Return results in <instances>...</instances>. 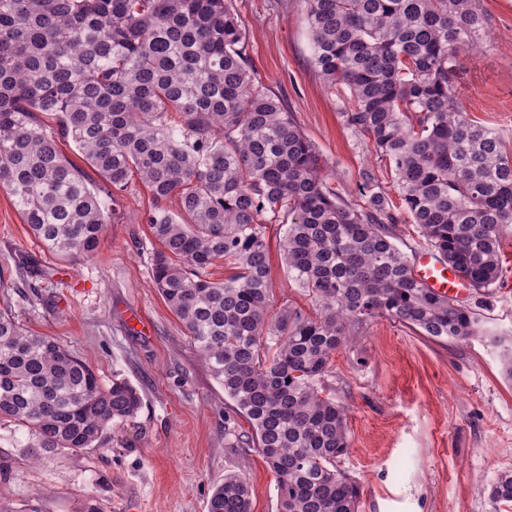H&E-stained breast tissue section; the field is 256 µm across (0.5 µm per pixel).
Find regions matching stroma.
<instances>
[{
	"label": "stroma",
	"instance_id": "35a3bbf8",
	"mask_svg": "<svg viewBox=\"0 0 512 512\" xmlns=\"http://www.w3.org/2000/svg\"><path fill=\"white\" fill-rule=\"evenodd\" d=\"M247 35L249 70L292 112L356 199L363 169L385 187L390 170L342 118L347 92L310 64L311 39L299 0H233ZM486 29L461 54L457 94L469 119L497 131L512 153V0H478ZM96 255L64 261L31 233L0 190V308L24 327L88 358L104 381L127 380L141 399L136 418L113 426L92 448L61 456L32 448L28 432L0 425V500L14 512H207L225 473H244L253 512H275L272 472L257 448L226 447L228 402L184 326L153 284L158 243L144 217L140 182L116 190ZM504 274L489 294L470 290L481 336L432 340L379 318L333 356L330 382L348 409L351 447L340 467L361 487L360 512H512L488 485L512 471V234L502 239ZM275 306L311 310L288 277L279 234L270 239ZM140 315L146 330L133 328Z\"/></svg>",
	"mask_w": 512,
	"mask_h": 512
}]
</instances>
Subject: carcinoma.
<instances>
[{
    "label": "carcinoma",
    "mask_w": 512,
    "mask_h": 512,
    "mask_svg": "<svg viewBox=\"0 0 512 512\" xmlns=\"http://www.w3.org/2000/svg\"><path fill=\"white\" fill-rule=\"evenodd\" d=\"M299 3L311 64L349 91L345 122L388 162L402 209L370 169L357 200L331 186L317 147L251 77L231 0H0V190L68 259L93 255L112 215L59 142L110 187L139 180L160 245L153 280L231 403L228 447L258 448L276 512H359L360 487L339 468L350 440L348 409L325 384L332 357L379 317L435 340L480 335L477 313L414 277L397 228L415 225L489 292L512 229V154L456 95L459 55L485 30L477 0ZM274 225L314 317L272 311ZM221 262L233 273L214 280ZM140 407L126 380L104 383L0 308V422L31 433L33 447L91 448ZM489 497L512 503V473L497 475ZM208 512H252L246 475H224Z\"/></svg>",
    "instance_id": "carcinoma-1"
}]
</instances>
